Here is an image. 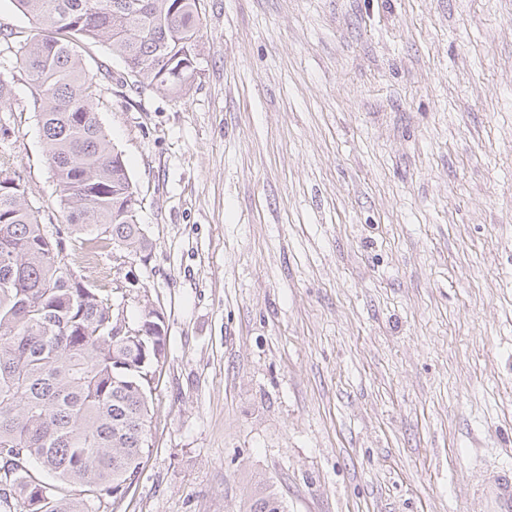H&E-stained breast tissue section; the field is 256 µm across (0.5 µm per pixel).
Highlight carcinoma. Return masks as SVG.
Segmentation results:
<instances>
[{
  "instance_id": "obj_1",
  "label": "carcinoma",
  "mask_w": 512,
  "mask_h": 512,
  "mask_svg": "<svg viewBox=\"0 0 512 512\" xmlns=\"http://www.w3.org/2000/svg\"><path fill=\"white\" fill-rule=\"evenodd\" d=\"M13 2L39 29L15 68L34 89L67 224L145 254L128 169L76 47L105 43L135 89L180 97L198 75L199 0ZM59 253L20 181L0 171V512H99L133 484L150 448L165 321L145 307L112 335L119 309L89 283H65ZM248 498L249 512H285L264 480Z\"/></svg>"
}]
</instances>
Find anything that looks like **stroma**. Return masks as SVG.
I'll use <instances>...</instances> for the list:
<instances>
[{
  "mask_svg": "<svg viewBox=\"0 0 512 512\" xmlns=\"http://www.w3.org/2000/svg\"><path fill=\"white\" fill-rule=\"evenodd\" d=\"M185 97L85 45L148 257L67 233L0 53V170L61 256L165 317L149 444L102 512H486L512 465V0H200ZM249 512H285V505L278 493L268 482L255 481L249 490Z\"/></svg>",
  "mask_w": 512,
  "mask_h": 512,
  "instance_id": "stroma-1",
  "label": "stroma"
}]
</instances>
